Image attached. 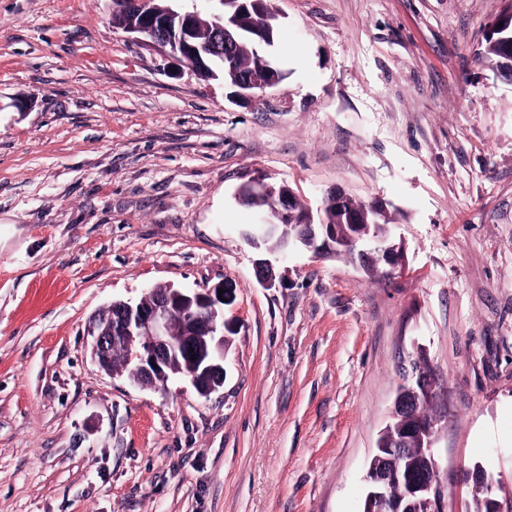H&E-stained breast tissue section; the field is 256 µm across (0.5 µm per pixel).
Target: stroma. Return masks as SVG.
<instances>
[{"label": "stroma", "instance_id": "stroma-1", "mask_svg": "<svg viewBox=\"0 0 512 512\" xmlns=\"http://www.w3.org/2000/svg\"><path fill=\"white\" fill-rule=\"evenodd\" d=\"M504 0H270L283 80L115 29L112 0H0V512H363L413 362L441 375L435 458L512 490V81L477 59ZM385 203L405 270L242 232L238 187ZM232 281L223 388L92 360L115 300ZM278 82L276 77H271L267 72H244L239 76L236 88L239 95L251 97L277 86Z\"/></svg>", "mask_w": 512, "mask_h": 512}]
</instances>
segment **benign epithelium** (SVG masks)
Here are the masks:
<instances>
[{"label": "benign epithelium", "mask_w": 512, "mask_h": 512, "mask_svg": "<svg viewBox=\"0 0 512 512\" xmlns=\"http://www.w3.org/2000/svg\"><path fill=\"white\" fill-rule=\"evenodd\" d=\"M173 0H127L123 11L112 13L110 20L116 29L128 34L149 39V43L163 49L169 56L182 59L192 54L197 62V70L206 71L202 56L218 53L224 56V63L232 62L237 34L234 29L235 16L222 12L214 15L211 21L213 37L204 45L194 41V23L197 13L179 11L171 6ZM278 85V79L267 72H244L236 84L238 94L251 97L268 88ZM240 201L247 196H266L274 200L278 221L262 216L258 222L248 225L243 232L247 241L256 249L264 248L272 253H284L302 248L320 257L345 258L367 267V260L375 253L387 256L388 268L384 275L392 276L402 268L403 258L400 248L386 244L372 232L367 236H356L342 243L336 225L325 220L315 221L312 214L297 220L296 198L292 190H282L255 177L240 186L237 192ZM338 212L345 215L349 223L355 224L358 215L349 204V198L340 191H332ZM258 281L266 288L275 286L276 275L270 260L263 259L256 265ZM203 292H187L177 288L154 290L153 298L147 303L115 300L109 305L111 328L101 331L91 330V356L99 367L110 372L112 367V343L120 341L125 346L126 360L135 365L140 373V382L164 386L173 376L187 380L201 396L207 397L224 386L225 351L224 342L234 333L230 323L224 321V307L235 302V288L229 281ZM175 305L190 310V317L184 323L180 334L171 327V312ZM184 355L193 361V368L178 370L173 362ZM446 387L439 376L432 371L411 375L396 397L397 406L408 407L420 397L429 399L441 397ZM437 423L417 422L415 430L424 434L421 452L435 457L434 444ZM390 463V467H373L367 472L369 482L363 512H445V497L449 496L441 478L428 475L422 480L412 477L401 465V449L390 448L382 456L373 453ZM396 471L406 485L407 502L405 508L388 497L387 476ZM488 493V512H512V493L502 497L501 481L484 480Z\"/></svg>", "instance_id": "1"}]
</instances>
